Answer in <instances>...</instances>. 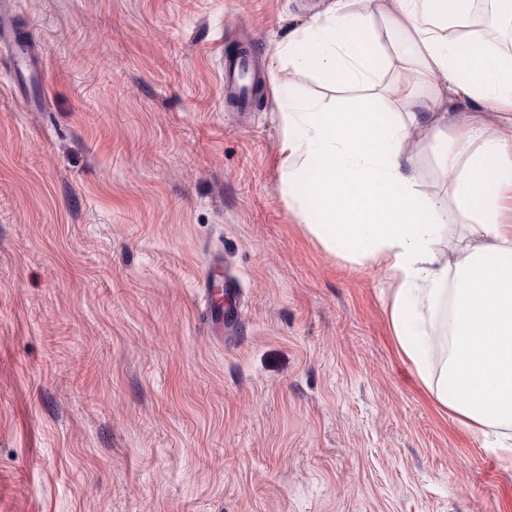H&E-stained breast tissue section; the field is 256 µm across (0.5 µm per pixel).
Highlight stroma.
Segmentation results:
<instances>
[{"label": "stroma", "mask_w": 512, "mask_h": 512, "mask_svg": "<svg viewBox=\"0 0 512 512\" xmlns=\"http://www.w3.org/2000/svg\"><path fill=\"white\" fill-rule=\"evenodd\" d=\"M325 4L0 11V512H512V465L400 353L391 274L327 251L282 192L281 87L370 95L276 57ZM240 50L247 112L224 94ZM412 150L443 193L437 142ZM257 75L253 56L237 53L224 57V90L242 111L252 104L251 80ZM224 271L220 263L211 265L209 272L201 282L200 288L206 296L207 301L211 303L207 324L213 331H220V321L215 320L212 306H220L221 302L217 301L224 297Z\"/></svg>", "instance_id": "35a3bbf8"}]
</instances>
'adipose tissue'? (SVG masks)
<instances>
[{"instance_id": "ef3b65f1", "label": "adipose tissue", "mask_w": 512, "mask_h": 512, "mask_svg": "<svg viewBox=\"0 0 512 512\" xmlns=\"http://www.w3.org/2000/svg\"><path fill=\"white\" fill-rule=\"evenodd\" d=\"M330 0L277 46L295 76L382 89L387 106L345 112L318 100L281 111L284 193L307 229L339 257L382 263L395 281L387 307L399 350L435 401L512 460V55L490 56L465 32L472 0ZM387 23V45L356 31ZM397 79L383 84L387 54ZM471 105L459 117V104ZM438 142L446 190L424 195L409 144ZM462 227L454 264L442 260L449 225ZM446 330L449 351L427 348Z\"/></svg>"}]
</instances>
